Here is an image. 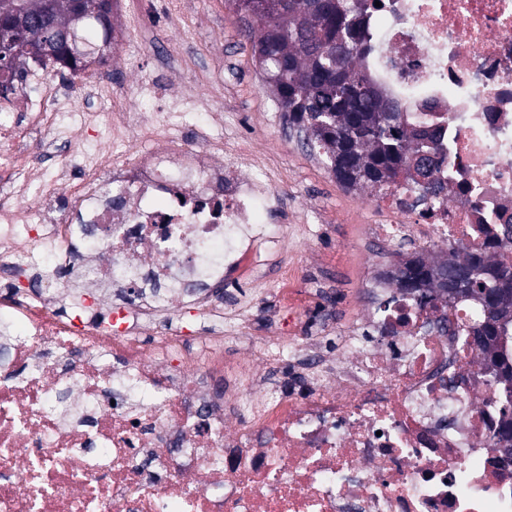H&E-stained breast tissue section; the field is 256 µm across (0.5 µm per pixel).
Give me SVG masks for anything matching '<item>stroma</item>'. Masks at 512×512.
Masks as SVG:
<instances>
[{
    "label": "stroma",
    "instance_id": "stroma-1",
    "mask_svg": "<svg viewBox=\"0 0 512 512\" xmlns=\"http://www.w3.org/2000/svg\"><path fill=\"white\" fill-rule=\"evenodd\" d=\"M189 10L178 26H168L170 0H125L116 12L119 48L106 65L95 67L85 79L72 82L53 75L52 85L72 102L84 99V81L110 76L113 82L135 85L138 78L167 68L170 87L194 80L206 84L207 59L214 48L224 51V79L228 90L224 107L238 113L241 133L258 150L273 152L274 168L287 178L285 190L321 214V233L295 253L309 273L334 281L333 302L345 311L347 295L355 287L361 259V227L353 206L325 161L299 149L297 134H282L276 120L280 108L264 85L252 59L248 29L224 0H188Z\"/></svg>",
    "mask_w": 512,
    "mask_h": 512
}]
</instances>
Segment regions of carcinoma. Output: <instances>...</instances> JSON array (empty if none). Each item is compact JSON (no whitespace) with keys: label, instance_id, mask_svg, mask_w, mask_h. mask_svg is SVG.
Instances as JSON below:
<instances>
[{"label":"carcinoma","instance_id":"cac0c4a2","mask_svg":"<svg viewBox=\"0 0 512 512\" xmlns=\"http://www.w3.org/2000/svg\"><path fill=\"white\" fill-rule=\"evenodd\" d=\"M257 28L250 33L252 55L288 120L300 128L346 188L388 186L417 162L422 182L430 181L433 133L412 127L403 113L384 102L371 78L354 60L367 37L363 0H225ZM25 28H0V96L11 94L22 65L33 62L72 78L107 61L114 49L112 0H82L84 18H71L73 0H12ZM50 52L31 56L27 44ZM448 277L453 289L469 286L465 297L481 302L487 320L473 335L486 353L512 332V261L459 255L438 264L417 261L399 269L398 287L415 291Z\"/></svg>","mask_w":512,"mask_h":512}]
</instances>
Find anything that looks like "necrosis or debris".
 Returning a JSON list of instances; mask_svg holds the SVG:
<instances>
[{
    "label": "necrosis or debris",
    "mask_w": 512,
    "mask_h": 512,
    "mask_svg": "<svg viewBox=\"0 0 512 512\" xmlns=\"http://www.w3.org/2000/svg\"><path fill=\"white\" fill-rule=\"evenodd\" d=\"M367 30L358 67L432 129L437 165L427 189L405 171L357 190L385 218L364 236L504 254L512 0H381ZM27 72L0 110V512H512L479 303H419L365 263L337 322L285 253L313 213L266 223L283 181L222 87L69 112ZM196 110L210 124L186 133Z\"/></svg>",
    "instance_id": "necrosis-or-debris-1"
}]
</instances>
